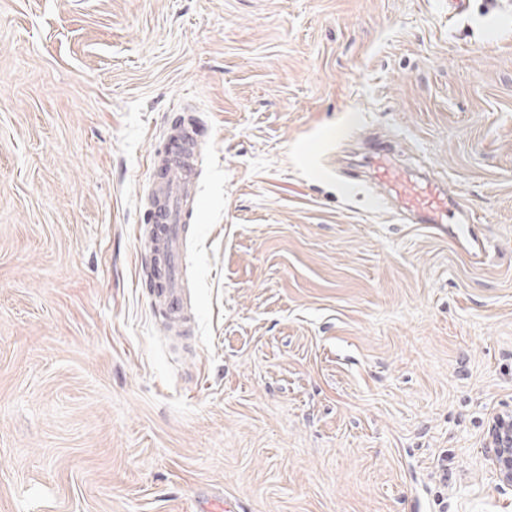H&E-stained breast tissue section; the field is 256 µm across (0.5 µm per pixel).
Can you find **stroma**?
Wrapping results in <instances>:
<instances>
[{
    "label": "stroma",
    "instance_id": "1",
    "mask_svg": "<svg viewBox=\"0 0 512 512\" xmlns=\"http://www.w3.org/2000/svg\"><path fill=\"white\" fill-rule=\"evenodd\" d=\"M202 170L195 329L144 273ZM486 248L399 213L363 133ZM512 0H0V512H512ZM195 134V125L189 120L182 121L170 134L178 146L155 152L150 160V165L155 170L160 168L162 175L155 177L151 185L153 199L158 202L155 213L148 214V223H153L152 231L156 229V232L148 239L147 253L162 285L157 288L156 296L181 328V334H189L194 323L191 316L185 315L182 272L189 191L198 177ZM163 153L164 157H157ZM490 443L494 448V463L503 482L512 484V419L494 424Z\"/></svg>",
    "mask_w": 512,
    "mask_h": 512
}]
</instances>
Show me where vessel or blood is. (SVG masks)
Instances as JSON below:
<instances>
[{
  "instance_id": "1",
  "label": "vessel or blood",
  "mask_w": 512,
  "mask_h": 512,
  "mask_svg": "<svg viewBox=\"0 0 512 512\" xmlns=\"http://www.w3.org/2000/svg\"><path fill=\"white\" fill-rule=\"evenodd\" d=\"M171 136L177 142L176 147L168 150L164 157L150 160L151 165L160 168L161 174L151 185L157 203L154 213L148 216L155 229L148 239V254L156 262L155 270L161 283L156 295L168 316L187 334L193 320L185 313L182 272L189 191L198 177L195 126L192 122H183L172 129ZM375 165L382 181L407 212L419 215L423 223L437 228L452 225L456 239L473 241L466 213L434 175L418 177L406 173L387 153L378 155Z\"/></svg>"
}]
</instances>
